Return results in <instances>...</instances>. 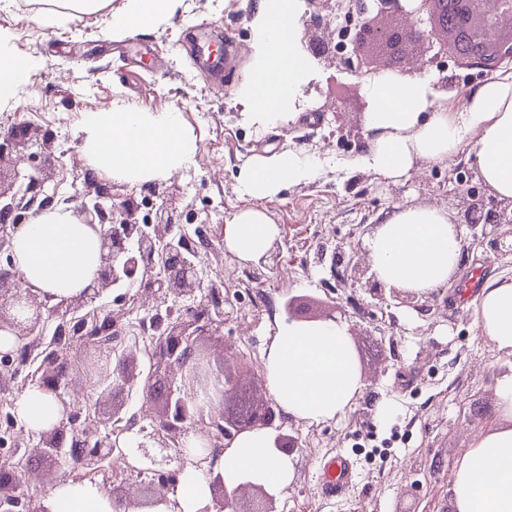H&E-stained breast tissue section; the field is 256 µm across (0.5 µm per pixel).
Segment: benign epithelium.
Wrapping results in <instances>:
<instances>
[{
	"label": "benign epithelium",
	"instance_id": "obj_1",
	"mask_svg": "<svg viewBox=\"0 0 512 512\" xmlns=\"http://www.w3.org/2000/svg\"><path fill=\"white\" fill-rule=\"evenodd\" d=\"M406 23L378 24L371 0H337L338 9L358 18L350 41L351 52L343 59L347 69L360 74H377L385 68L377 65L370 51L390 50L403 59L402 45L421 46V63L416 69L438 65L448 56V29L468 44V66L487 73L496 71L512 59V33L503 32L512 25V0H494L486 10L469 6L471 0H453L455 6L441 8V0H392ZM37 129L28 127L11 147L0 145V164L6 156L23 148ZM461 195L470 198L465 224L481 227L476 240L493 259L512 257V201H494L486 205L476 193L459 182ZM42 177L15 176L14 183L0 187V331L15 337L14 348L0 350V388L8 381L24 376V384L33 383L52 394L61 406V417L49 430L38 434L25 431L10 412L0 421V449L8 453L9 470L0 472V512H46L34 506L29 495L35 488L40 498L48 496L45 486L26 477L27 455L24 448H36L62 465H78L95 472L105 469L104 462L128 461L138 454L147 474L146 488L153 494L143 500L127 491L101 488L112 497L117 512L131 508L167 505L176 512L178 503L169 498L184 467L204 469L212 476L211 487L224 488L221 474L215 473L219 456L231 442L245 432L270 429L278 432L276 448L285 453L299 447L298 439L285 437L276 425L278 405L270 399L257 401L242 387L223 361L211 356L202 340L216 336L224 327V283L221 278L205 280L195 264L197 254L176 239L170 224H141L136 212L126 210L124 219L112 223L104 201L109 199L101 187L94 197L76 205L75 212L100 236V268L92 288L84 294L57 302L41 297L19 284L14 272L11 240L15 231L27 223L29 209L39 203L43 209L53 205V197L44 194ZM340 280L364 282L375 300L386 306L402 305L426 309L422 295L400 288L386 289L359 253L336 259ZM208 288V303L199 310L186 304L203 288ZM136 294H130L131 289ZM116 294L120 302L139 303L145 297L155 301L150 318L158 331L149 345L140 344L135 327L121 322V316L105 310L100 300ZM142 354L150 365L143 392L163 401V413L146 427L135 416H123L112 408L101 411L109 397L119 389L133 388L134 377L111 369V360H125L130 354ZM79 370L89 380L97 399L89 400L70 389V375ZM201 436L200 445L188 448L187 435ZM176 449L178 467L161 468L153 449ZM253 492L254 498L243 505L239 492ZM209 512H275L273 495L261 484L245 481L232 494L223 491L213 500Z\"/></svg>",
	"mask_w": 512,
	"mask_h": 512
}]
</instances>
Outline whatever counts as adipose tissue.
Masks as SVG:
<instances>
[{
  "mask_svg": "<svg viewBox=\"0 0 512 512\" xmlns=\"http://www.w3.org/2000/svg\"><path fill=\"white\" fill-rule=\"evenodd\" d=\"M179 0H124L112 15L116 30L153 27ZM298 0H259L249 75L237 97L245 120L264 129L291 122L295 101L309 76L299 44ZM41 56L21 54L14 37L0 29V106L17 101ZM372 109L365 116V147L358 165L397 183L424 161H439L472 146L478 174L497 199L512 201V67L501 68L474 88L463 108L422 79L387 73L371 79ZM83 154L92 170L133 182L160 179L193 163L196 140L179 112H135L113 105L87 113L82 121ZM321 173L317 156L282 148L245 162L237 178L253 207L236 212L224 226V247L238 260L252 261L279 235L263 200L309 182ZM461 235L441 209L401 205L381 213L369 238L373 272L383 283L424 293L448 284L461 262ZM14 270L25 286L57 299L90 288L100 265L101 240L64 206L36 213L13 235ZM474 324L499 352L512 356V277L487 279L472 299ZM271 394L291 417L319 422L344 414L364 384L345 326L338 321L280 324L264 361ZM498 419L458 458L452 471L453 512H512V372L496 383ZM26 431L50 429L60 406L47 392L28 388L17 403ZM226 491L244 480L278 491L293 475L288 454L274 435L257 430L239 435L217 465ZM174 498L179 512H203L210 498L207 475L187 468ZM46 512H115L98 486L59 482L45 500Z\"/></svg>",
  "mask_w": 512,
  "mask_h": 512,
  "instance_id": "1",
  "label": "adipose tissue"
}]
</instances>
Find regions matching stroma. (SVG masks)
<instances>
[{"label": "stroma", "instance_id": "35a3bbf8", "mask_svg": "<svg viewBox=\"0 0 512 512\" xmlns=\"http://www.w3.org/2000/svg\"><path fill=\"white\" fill-rule=\"evenodd\" d=\"M123 0L97 13L71 14L61 24L37 22L36 7L0 0V28L10 30L19 53H36L43 66L19 94L17 105L0 108V141L7 130L29 123L51 139L48 150L31 146V159L0 172L10 185L14 171L46 175L45 191L55 203H79L100 184L112 193V210L125 206L139 221L192 225L196 243L208 244L206 269L224 274L222 335L204 339L215 357L225 358L243 382L262 374L263 356L284 305L295 300L302 320L334 319L347 327L364 382V392L339 418L296 422L284 418L282 432L297 437L291 481L274 494L275 512H448L450 471L460 454L492 422L497 378L512 369V357L480 336L473 312L459 296L471 276L512 274V258L487 260L462 235V262L452 284L431 291L428 311L379 307L363 284L334 277L335 249L365 251L364 225L398 205L432 206L452 223L463 220L459 179L482 187L474 157L463 151L445 161L426 162L418 175L391 184L355 166L371 108L366 77L346 70L335 53L310 60V77L287 125L262 132L247 124L235 91L247 76L259 0H180L174 13L154 28L113 31L111 14ZM304 27L319 26L336 44L347 17L331 0H299ZM222 30L229 61L224 92L214 94L208 74L187 54L183 38L208 40ZM447 76V93L462 106L470 91L487 81L476 68L454 58L441 68L419 71L437 83ZM121 102L137 112H179L196 138L195 161L171 176L137 183L92 172L83 156L82 119ZM317 154L322 174L283 191L265 208L280 234L278 265L243 264L224 248V225L253 206L239 191L243 161L281 145ZM389 399L394 413L378 418L376 404ZM482 401L484 416L469 418ZM343 453L356 477L347 493L321 494L320 467Z\"/></svg>", "mask_w": 512, "mask_h": 512}]
</instances>
